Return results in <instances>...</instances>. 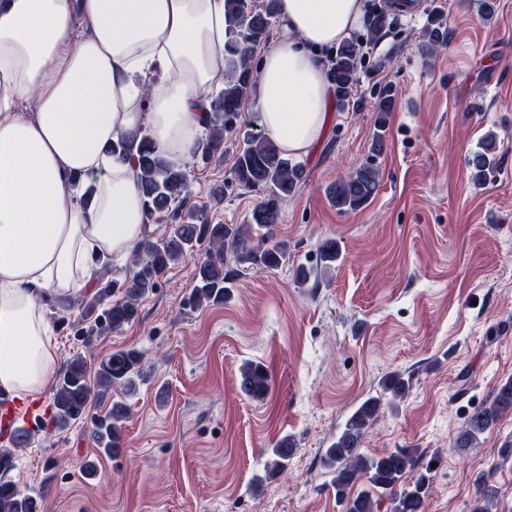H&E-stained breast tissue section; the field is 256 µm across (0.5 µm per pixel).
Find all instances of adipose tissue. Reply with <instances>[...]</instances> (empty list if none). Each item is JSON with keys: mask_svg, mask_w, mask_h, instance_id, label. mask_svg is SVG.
<instances>
[{"mask_svg": "<svg viewBox=\"0 0 512 512\" xmlns=\"http://www.w3.org/2000/svg\"><path fill=\"white\" fill-rule=\"evenodd\" d=\"M364 12L280 0L252 106L286 154L322 137L335 108L322 52ZM225 40L224 0H0V393L45 398L58 369L47 299L95 291L103 264L148 236L132 165L107 145L146 132L160 154L192 157Z\"/></svg>", "mask_w": 512, "mask_h": 512, "instance_id": "adipose-tissue-1", "label": "adipose tissue"}]
</instances>
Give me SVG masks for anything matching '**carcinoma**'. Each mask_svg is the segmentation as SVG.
Masks as SVG:
<instances>
[{
	"mask_svg": "<svg viewBox=\"0 0 512 512\" xmlns=\"http://www.w3.org/2000/svg\"><path fill=\"white\" fill-rule=\"evenodd\" d=\"M279 0H225L224 25L227 56L224 59V88L212 101L207 121V135L197 153L207 163L220 157L224 137L238 129L240 113L250 99L257 78L255 51L267 42L278 15ZM394 4L375 6L366 20V40H381L393 21ZM448 42V18L440 6L434 7L422 32L419 52L433 57ZM361 54L356 40L344 41L336 50L328 71L338 106L348 108L358 81ZM394 99L391 90L380 93L376 105L378 127L386 126ZM109 152L133 162V173L140 187L148 219L168 213L177 224L160 240H147L133 255L132 269L122 280L99 278V297L84 303L86 315L96 314L88 335L118 331L139 318L140 302L159 285L174 265L202 244H207L205 258L197 265L194 286L184 306L198 310L224 304L230 299L231 285L239 268L258 266L276 269L288 258L286 247L273 243V229L283 204L303 185L304 166L289 158L269 137L246 132L235 156L234 181L241 187L262 192L247 224H212L206 216L207 205L191 206L183 212L173 209L186 202L189 181L184 166L157 154L147 136L121 139ZM500 141L486 134L468 164L471 180L487 185L498 170ZM380 170L365 163L329 186L327 196L338 210L356 211L365 205L380 186ZM321 272L331 270L340 259L336 240L326 238L318 246ZM119 293L121 297L98 309L101 298ZM145 356L135 349H118L102 359L89 381L84 357L69 361L55 386L54 423L64 429L71 422L90 418L92 435L105 453L120 450L123 423L129 417L125 398L136 393L145 381ZM239 393L249 400H262L270 392V374L261 363L246 362L239 368ZM411 379L401 373L386 377L381 394L363 401L347 420L336 440L326 448L323 466L331 471V486L340 512H425L426 500L434 478L431 464L421 448H394L382 453L362 451L367 429L376 421L382 404H393L408 394ZM112 399L102 414L89 415L94 400ZM512 414V378L501 382L493 398L472 412L458 436V446L466 448L479 436L495 427L502 417ZM293 454L292 446L282 443L271 449L267 467L282 471ZM416 473L405 482L406 475ZM363 489L358 490L356 486ZM0 512H40V497L21 492L14 483L0 479ZM473 512H498L495 489L488 481L478 482Z\"/></svg>",
	"mask_w": 512,
	"mask_h": 512,
	"instance_id": "cac0c4a2",
	"label": "carcinoma"
}]
</instances>
